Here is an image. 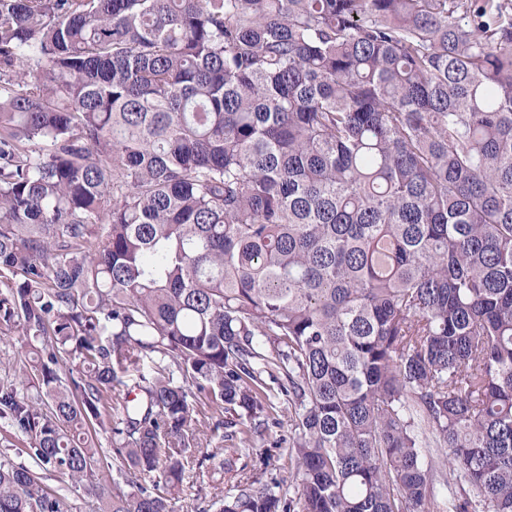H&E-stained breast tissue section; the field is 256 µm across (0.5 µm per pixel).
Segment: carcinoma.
Segmentation results:
<instances>
[{"label":"carcinoma","mask_w":512,"mask_h":512,"mask_svg":"<svg viewBox=\"0 0 512 512\" xmlns=\"http://www.w3.org/2000/svg\"><path fill=\"white\" fill-rule=\"evenodd\" d=\"M0 338V512H512V0H0ZM281 406L283 412L280 413V424L269 423V428L262 439L255 438L245 447L240 445L241 448H249L243 450L240 456L231 457L225 452H218L215 458L204 461L200 470L196 466L197 461L190 464L194 466L191 472L193 478L184 482L182 490L172 501L175 512H214L215 506H212L214 501L226 493H232V486L236 482L256 476V473H259V469L256 470V468L261 467L260 461L267 454L272 455V465L268 467L262 481L264 482L270 477V472L277 473L279 478L285 479L280 489L281 492L286 493L287 496L294 495L295 487L288 478V470L281 469L280 474L279 470L271 471L274 466L278 468L282 467V464H286L288 443L292 437L289 425L291 422H288V404L283 403Z\"/></svg>","instance_id":"cac0c4a2"}]
</instances>
